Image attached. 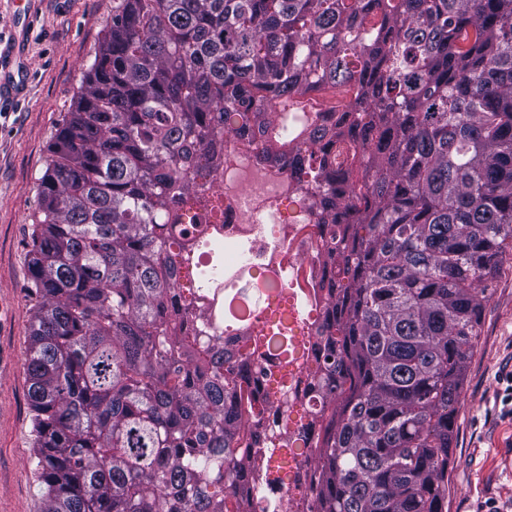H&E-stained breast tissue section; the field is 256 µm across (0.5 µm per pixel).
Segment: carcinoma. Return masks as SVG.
Returning <instances> with one entry per match:
<instances>
[{"label":"carcinoma","instance_id":"carcinoma-1","mask_svg":"<svg viewBox=\"0 0 512 512\" xmlns=\"http://www.w3.org/2000/svg\"><path fill=\"white\" fill-rule=\"evenodd\" d=\"M350 85L334 126L290 104ZM254 129L334 278L310 299L256 271L204 336L198 179ZM50 152L25 360L44 512H442L512 249V0H116Z\"/></svg>","mask_w":512,"mask_h":512}]
</instances>
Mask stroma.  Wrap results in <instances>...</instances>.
<instances>
[{
  "label": "stroma",
  "mask_w": 512,
  "mask_h": 512,
  "mask_svg": "<svg viewBox=\"0 0 512 512\" xmlns=\"http://www.w3.org/2000/svg\"><path fill=\"white\" fill-rule=\"evenodd\" d=\"M113 0H0V52L20 96L0 101V512H42L25 358L35 300L29 243L58 128L112 19ZM512 255L491 282L462 386L445 512H512Z\"/></svg>",
  "instance_id": "35a3bbf8"
}]
</instances>
